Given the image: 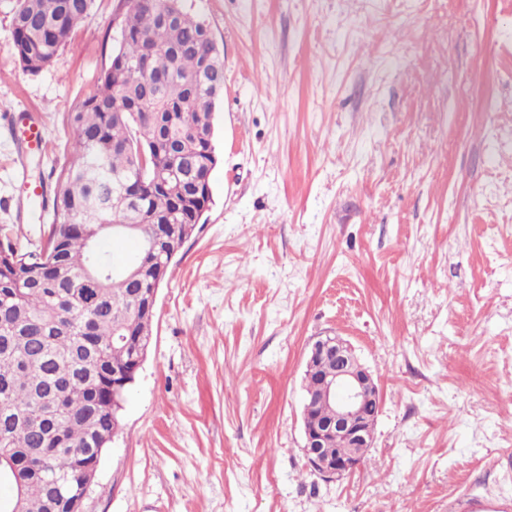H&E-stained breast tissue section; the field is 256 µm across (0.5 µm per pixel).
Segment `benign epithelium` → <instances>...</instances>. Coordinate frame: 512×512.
<instances>
[{
    "instance_id": "obj_1",
    "label": "benign epithelium",
    "mask_w": 512,
    "mask_h": 512,
    "mask_svg": "<svg viewBox=\"0 0 512 512\" xmlns=\"http://www.w3.org/2000/svg\"><path fill=\"white\" fill-rule=\"evenodd\" d=\"M326 355L336 357V372L323 377L318 394L304 397L303 420H308L319 402L334 400L335 412L322 426L303 425L302 453L306 466L331 482L353 473L373 447V436L365 432V417L368 411L373 416L379 413L382 397L374 374L360 362L353 346L337 335L319 336L311 343L305 373L316 372ZM95 474L96 469H91L87 480L65 497L66 512H85L84 502Z\"/></svg>"
}]
</instances>
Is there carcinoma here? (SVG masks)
<instances>
[{
  "label": "carcinoma",
  "mask_w": 512,
  "mask_h": 512,
  "mask_svg": "<svg viewBox=\"0 0 512 512\" xmlns=\"http://www.w3.org/2000/svg\"><path fill=\"white\" fill-rule=\"evenodd\" d=\"M131 2L101 83L69 114L73 161L56 179L53 222L29 251L0 229V512H57L54 482L74 483L110 446L125 399L112 398V375L133 369L156 318L139 291L162 287L210 201L222 52L182 0ZM91 4L17 0L10 54L40 72ZM149 49L150 71L166 75L158 87L136 69ZM106 236L136 240L134 277L113 272Z\"/></svg>",
  "instance_id": "cac0c4a2"
}]
</instances>
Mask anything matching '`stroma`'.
<instances>
[{"label": "stroma", "mask_w": 512, "mask_h": 512, "mask_svg": "<svg viewBox=\"0 0 512 512\" xmlns=\"http://www.w3.org/2000/svg\"><path fill=\"white\" fill-rule=\"evenodd\" d=\"M0 225L29 250L68 121L116 46L94 0L54 62L9 54ZM224 54L212 204L158 293L87 512H512V0H184ZM41 117L21 155L6 117ZM378 378L374 446L337 482L303 444L308 347Z\"/></svg>", "instance_id": "obj_1"}]
</instances>
